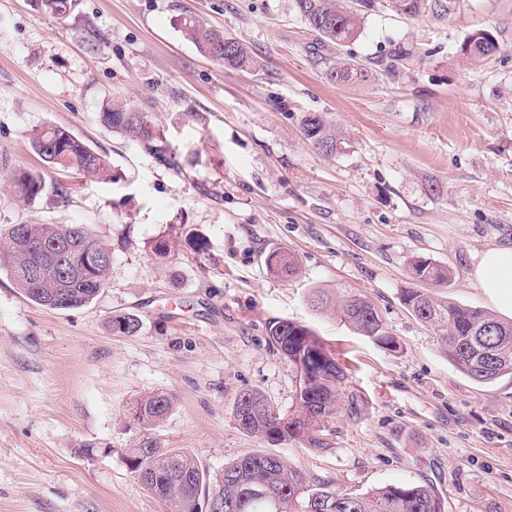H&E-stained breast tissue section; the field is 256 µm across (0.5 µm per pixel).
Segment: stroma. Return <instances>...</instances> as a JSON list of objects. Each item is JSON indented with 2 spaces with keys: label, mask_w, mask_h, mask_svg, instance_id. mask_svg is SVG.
<instances>
[{
  "label": "stroma",
  "mask_w": 512,
  "mask_h": 512,
  "mask_svg": "<svg viewBox=\"0 0 512 512\" xmlns=\"http://www.w3.org/2000/svg\"><path fill=\"white\" fill-rule=\"evenodd\" d=\"M187 15L244 43L254 67L200 54ZM479 30L500 49L474 61L462 46ZM312 42L294 0H76L63 16L0 0V233L84 224L112 251L106 288L74 310L34 303L0 271V512H172L126 460L132 404L162 393L174 407L157 437L210 471L269 450L313 484L415 483L443 512H512V380L472 382L401 301L424 257L452 272L431 295L486 307L478 258L512 245V0L414 18L381 0L342 47ZM338 56L367 81L329 83ZM115 100L148 115L168 161L100 124ZM311 113L335 128V154L304 138ZM49 125L108 175L49 168L30 143ZM18 168L41 174L40 195L15 196ZM275 252L298 274L270 272ZM315 288L371 302L396 350L310 307ZM124 313L134 335L112 332ZM281 319L313 328L347 373L319 449L268 445L234 418L251 389L295 407L296 371L267 335Z\"/></svg>",
  "instance_id": "1"
}]
</instances>
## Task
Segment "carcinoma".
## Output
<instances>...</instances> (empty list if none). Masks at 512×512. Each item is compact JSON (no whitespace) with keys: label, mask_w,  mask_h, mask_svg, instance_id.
Here are the masks:
<instances>
[{"label":"carcinoma","mask_w":512,"mask_h":512,"mask_svg":"<svg viewBox=\"0 0 512 512\" xmlns=\"http://www.w3.org/2000/svg\"><path fill=\"white\" fill-rule=\"evenodd\" d=\"M55 15L71 11L76 0H38ZM454 0H389L399 14L410 17L450 12ZM352 0H294L295 10L316 38L319 48L341 47L360 29L362 11L354 10ZM185 36L204 55L224 66L248 68L254 59L247 47L233 39L221 48L224 34L206 27L197 18L183 20ZM499 49L488 31L471 34L463 47L468 57L481 60ZM367 68L341 57L330 61L325 78L331 84L346 86L365 81ZM101 124L147 150L163 154L158 148L154 126L146 115L124 102H112L100 112ZM303 134L326 155L337 150L335 131L320 115L302 120ZM32 147L49 165L79 174L94 176L106 172L104 156L78 139L68 129L49 125L34 132ZM14 193L23 200L38 196L45 188L40 173L20 170L11 179ZM66 243L64 252L55 245ZM41 268L34 279L33 265ZM271 272L281 276L297 273L294 259L274 253L267 261ZM112 252L94 240L84 224H14L0 235V270H5L17 287L33 302L54 310L77 309L92 302L107 286ZM412 277L419 281L447 283L452 272L425 258L411 263ZM403 302L423 324L432 329L448 360L479 385L512 378V321L477 307L441 302L421 289L409 288ZM340 316L355 330L385 346L395 339L383 326L371 303L347 297L337 306ZM112 332L133 335L140 329L139 319L130 314L116 315ZM268 336L298 374L296 405L291 414L274 409L257 390L243 392L237 401L235 419L243 432L268 442L303 439L312 448L323 440L312 435L319 420L339 406L346 374L324 343L308 326L291 320L269 323ZM173 400L166 394L150 396L133 404L134 419L142 425L137 451L128 457L131 473L158 499L170 503L174 512H195L196 503L215 497L224 501L223 512H441V501L427 487L392 484L367 492L337 491L323 482L311 488L305 475L288 465L279 455L250 453L224 464L221 472L206 470L191 454L165 448L153 433L172 411Z\"/></svg>","instance_id":"obj_1"}]
</instances>
